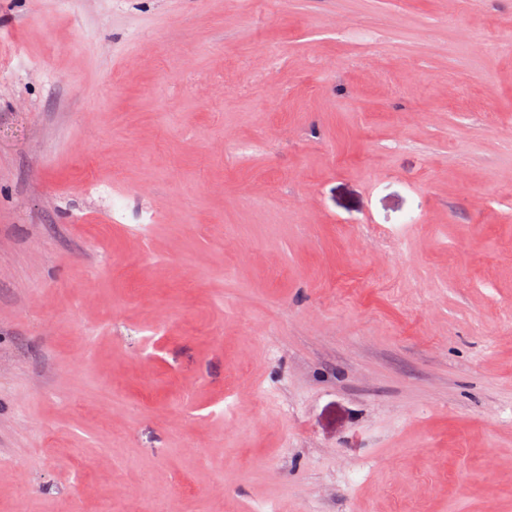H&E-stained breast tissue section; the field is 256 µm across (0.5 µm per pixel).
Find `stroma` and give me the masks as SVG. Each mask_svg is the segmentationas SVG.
<instances>
[{
    "mask_svg": "<svg viewBox=\"0 0 512 512\" xmlns=\"http://www.w3.org/2000/svg\"><path fill=\"white\" fill-rule=\"evenodd\" d=\"M116 504L512 512V0H0V512Z\"/></svg>",
    "mask_w": 512,
    "mask_h": 512,
    "instance_id": "stroma-1",
    "label": "stroma"
}]
</instances>
